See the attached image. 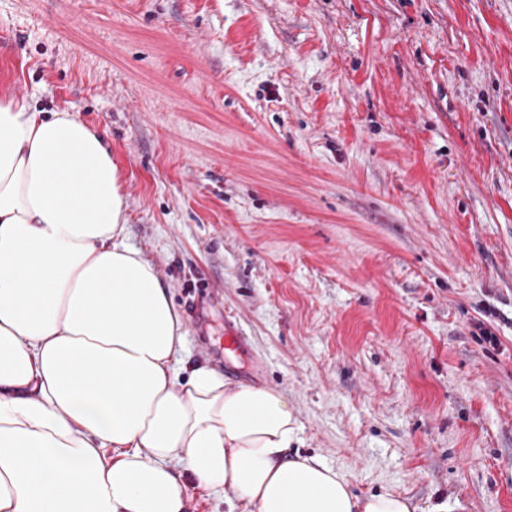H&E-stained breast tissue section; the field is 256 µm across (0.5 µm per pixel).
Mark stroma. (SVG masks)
Wrapping results in <instances>:
<instances>
[{"instance_id":"35a3bbf8","label":"stroma","mask_w":512,"mask_h":512,"mask_svg":"<svg viewBox=\"0 0 512 512\" xmlns=\"http://www.w3.org/2000/svg\"><path fill=\"white\" fill-rule=\"evenodd\" d=\"M3 91L106 139L185 366L235 316L354 492L512 512V0H0Z\"/></svg>"}]
</instances>
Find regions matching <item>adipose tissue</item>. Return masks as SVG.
<instances>
[{
    "instance_id": "adipose-tissue-1",
    "label": "adipose tissue",
    "mask_w": 512,
    "mask_h": 512,
    "mask_svg": "<svg viewBox=\"0 0 512 512\" xmlns=\"http://www.w3.org/2000/svg\"><path fill=\"white\" fill-rule=\"evenodd\" d=\"M126 208L93 128L0 95V512H186L229 488L255 512H415L292 451L280 393L180 376L187 331Z\"/></svg>"
}]
</instances>
